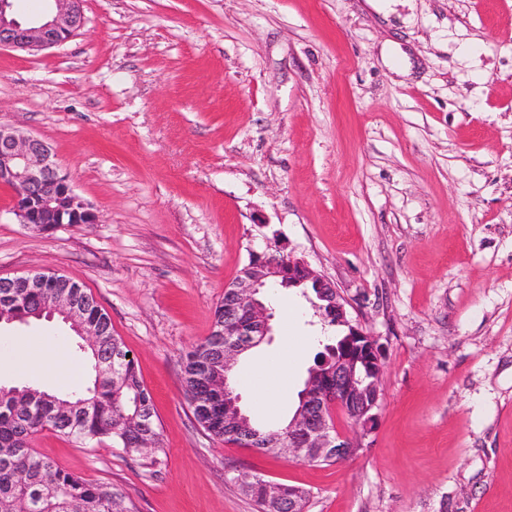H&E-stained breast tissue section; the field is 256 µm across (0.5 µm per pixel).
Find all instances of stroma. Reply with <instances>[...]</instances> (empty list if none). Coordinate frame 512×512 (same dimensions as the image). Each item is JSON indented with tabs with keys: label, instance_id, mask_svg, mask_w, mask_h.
Returning <instances> with one entry per match:
<instances>
[{
	"label": "stroma",
	"instance_id": "1",
	"mask_svg": "<svg viewBox=\"0 0 512 512\" xmlns=\"http://www.w3.org/2000/svg\"><path fill=\"white\" fill-rule=\"evenodd\" d=\"M59 47L0 49V123L47 142L95 224L36 233L0 186V276L53 269L91 292L134 357L157 470L51 430L35 450L139 512H257L255 477L307 512H512V0H84ZM332 280L386 348L368 448L307 463L225 444L182 383L224 287L267 238ZM272 334L330 336L275 289ZM71 354L60 319L0 327ZM315 346L267 412L296 408Z\"/></svg>",
	"mask_w": 512,
	"mask_h": 512
}]
</instances>
